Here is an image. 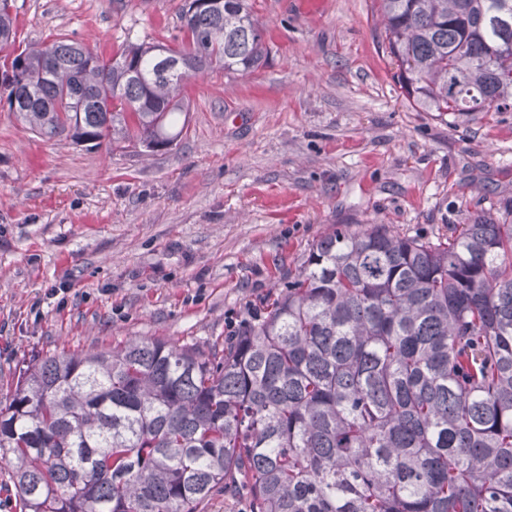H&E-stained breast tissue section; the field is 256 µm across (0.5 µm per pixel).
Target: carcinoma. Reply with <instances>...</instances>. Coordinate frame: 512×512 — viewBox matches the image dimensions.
Wrapping results in <instances>:
<instances>
[{"label": "carcinoma", "instance_id": "carcinoma-1", "mask_svg": "<svg viewBox=\"0 0 512 512\" xmlns=\"http://www.w3.org/2000/svg\"><path fill=\"white\" fill-rule=\"evenodd\" d=\"M185 0L178 46L16 47L0 104L41 137L166 149L187 79L256 70L252 0ZM405 94L466 122L512 109V0H375ZM435 241L334 228L265 315L205 349L132 339L34 357L0 399L22 512H512V200Z\"/></svg>", "mask_w": 512, "mask_h": 512}]
</instances>
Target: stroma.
<instances>
[{"label": "stroma", "instance_id": "1", "mask_svg": "<svg viewBox=\"0 0 512 512\" xmlns=\"http://www.w3.org/2000/svg\"><path fill=\"white\" fill-rule=\"evenodd\" d=\"M184 0H13L21 41L173 45ZM270 49L187 84L176 146L132 155L0 106V398L32 355L243 329L330 227L425 239L512 199V111L454 126L409 100L374 0H257ZM66 289L65 299L53 291Z\"/></svg>", "mask_w": 512, "mask_h": 512}]
</instances>
